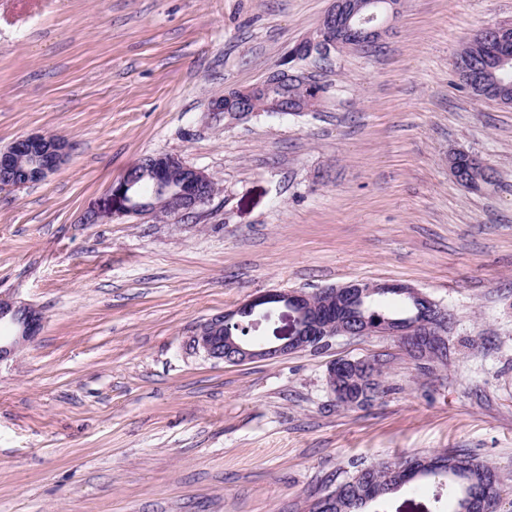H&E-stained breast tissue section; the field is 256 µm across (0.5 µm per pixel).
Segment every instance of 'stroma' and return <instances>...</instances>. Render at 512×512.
Returning <instances> with one entry per match:
<instances>
[{"label": "stroma", "instance_id": "obj_1", "mask_svg": "<svg viewBox=\"0 0 512 512\" xmlns=\"http://www.w3.org/2000/svg\"><path fill=\"white\" fill-rule=\"evenodd\" d=\"M333 0H0V149L73 145L0 191V294L41 308L0 362V512H310L355 467L457 451L512 512V108L459 86L457 52L512 0H401L371 49L310 57L317 111L233 121ZM501 184L472 192L448 153ZM165 152L218 192L193 218L85 223ZM405 283L452 312L432 373L389 336L217 363L187 342L257 294ZM378 358L386 394L337 406L327 368Z\"/></svg>", "mask_w": 512, "mask_h": 512}]
</instances>
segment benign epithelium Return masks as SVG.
<instances>
[{
	"label": "benign epithelium",
	"instance_id": "benign-epithelium-1",
	"mask_svg": "<svg viewBox=\"0 0 512 512\" xmlns=\"http://www.w3.org/2000/svg\"><path fill=\"white\" fill-rule=\"evenodd\" d=\"M399 10V5L379 8L378 0L354 6L349 0H334L332 9L323 17L315 39L297 43L290 51L296 58L300 52L317 51L322 55L333 50L342 36L362 33L371 38L382 36L388 22ZM482 34L488 35L494 51L489 57V70H512V24L487 26ZM259 91L252 88L227 97L224 111L238 112L240 102L251 99ZM71 153L70 142L62 137L48 134H30L17 138L7 149L0 150V188L7 190L42 182L57 173ZM150 190L155 210L146 212L149 217L160 216L165 211L169 216H187L207 204L216 194L214 180L205 171L186 164L179 157L168 153H156L148 159L143 175L130 170L113 182L107 197L98 209L87 214L85 223L97 224L106 217L136 215L142 210L136 201L143 189ZM377 292L412 294L424 300L428 320L420 323L421 329L412 331L393 324L389 320L367 321L358 329L340 326L342 336L360 338L366 336H393L405 351L409 352L419 366L434 369L436 364L448 360V340L444 334L429 333V321L448 323L446 309L428 294L403 283H371L363 280L350 281L333 287V294H342L359 300ZM309 293L303 290L269 291L261 294L244 306L212 316L201 322L189 337V348L209 360L225 363H245L255 360L276 359L289 354L310 350L324 344H332L336 335V315L329 311L313 316L307 311ZM283 304L293 313V323L288 335L276 337V341L254 339L240 342L224 331L235 317L251 316L258 308H269ZM42 313L34 306L0 295V361L34 340L42 326ZM355 364L353 359H339L327 368V387L332 397L336 392L337 372L345 371Z\"/></svg>",
	"mask_w": 512,
	"mask_h": 512
}]
</instances>
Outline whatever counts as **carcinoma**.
Wrapping results in <instances>:
<instances>
[{"label":"carcinoma","mask_w":512,"mask_h":512,"mask_svg":"<svg viewBox=\"0 0 512 512\" xmlns=\"http://www.w3.org/2000/svg\"><path fill=\"white\" fill-rule=\"evenodd\" d=\"M484 55V46L468 41L458 52L457 60L479 63ZM269 81L268 93L255 98L245 111L262 112L272 119L284 114L302 116L316 111L319 99L325 94V88L312 83L300 67L276 70ZM486 83L490 90L487 99L491 101L499 95H512V81L499 84L496 78L488 76ZM374 312L406 324L414 321L418 308L409 297L385 294L377 296L367 314ZM345 385L354 396L372 401L383 392L382 383L372 380L370 373L357 380L348 374ZM427 484L447 488L448 512H494L500 477L494 468L457 453H448L440 462L427 466L414 460L381 462L356 470L334 490L321 496L313 504L312 512H364L367 505L382 501L402 487L419 491Z\"/></svg>","instance_id":"obj_1"}]
</instances>
